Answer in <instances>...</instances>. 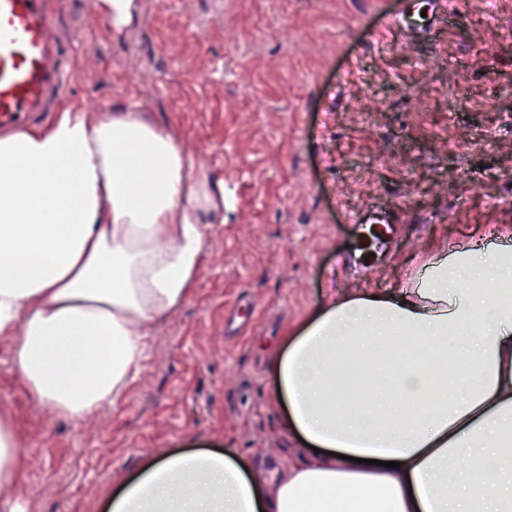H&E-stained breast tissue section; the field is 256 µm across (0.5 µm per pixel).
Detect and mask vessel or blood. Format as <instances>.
Returning a JSON list of instances; mask_svg holds the SVG:
<instances>
[{
    "mask_svg": "<svg viewBox=\"0 0 512 512\" xmlns=\"http://www.w3.org/2000/svg\"><path fill=\"white\" fill-rule=\"evenodd\" d=\"M67 0H0V129L46 118L66 97L67 60L84 44L62 37L56 17ZM448 16L447 0H402L390 23L409 38H427Z\"/></svg>",
    "mask_w": 512,
    "mask_h": 512,
    "instance_id": "b4317fda",
    "label": "vessel or blood"
}]
</instances>
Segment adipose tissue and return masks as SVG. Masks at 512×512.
Returning a JSON list of instances; mask_svg holds the SVG:
<instances>
[{"instance_id": "1", "label": "adipose tissue", "mask_w": 512, "mask_h": 512, "mask_svg": "<svg viewBox=\"0 0 512 512\" xmlns=\"http://www.w3.org/2000/svg\"><path fill=\"white\" fill-rule=\"evenodd\" d=\"M224 185L131 106L61 107L0 135V335L58 416L120 401L151 325L194 287ZM438 250L401 288L331 295L270 357L306 457L275 485L221 452L169 454L110 512H512V234ZM422 347L399 374L382 360ZM23 450L0 413V492Z\"/></svg>"}]
</instances>
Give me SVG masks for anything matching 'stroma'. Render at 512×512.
Here are the masks:
<instances>
[{
	"label": "stroma",
	"mask_w": 512,
	"mask_h": 512,
	"mask_svg": "<svg viewBox=\"0 0 512 512\" xmlns=\"http://www.w3.org/2000/svg\"><path fill=\"white\" fill-rule=\"evenodd\" d=\"M399 0H139L121 39L71 0L84 49L67 102L136 103L224 184L191 295L152 328L121 400L56 416L0 335V411L17 426L26 512H105L149 460L232 449L272 481L302 451L269 352L328 289L388 291L433 251L512 227V0H448L410 40ZM398 214L361 258L360 212Z\"/></svg>",
	"instance_id": "obj_1"
}]
</instances>
